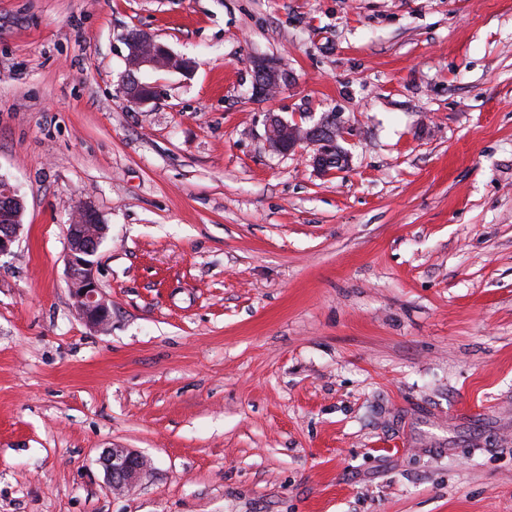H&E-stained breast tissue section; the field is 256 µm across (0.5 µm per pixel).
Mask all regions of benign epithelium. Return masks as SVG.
I'll use <instances>...</instances> for the list:
<instances>
[{"instance_id":"benign-epithelium-1","label":"benign epithelium","mask_w":512,"mask_h":512,"mask_svg":"<svg viewBox=\"0 0 512 512\" xmlns=\"http://www.w3.org/2000/svg\"><path fill=\"white\" fill-rule=\"evenodd\" d=\"M152 39L140 35L139 42L127 41V73L124 90L128 98L140 104L148 99H136L130 85L136 80V74L147 69L165 70L162 53L146 47ZM254 75H268L273 85L279 87L286 83L288 74L280 63L267 57L252 60ZM347 133L342 120H337L336 130L329 131L318 122L310 127L298 123L290 124L272 115L267 121V139L269 146L281 154H289L300 146L306 145L313 150L314 168L329 174L348 165V155L339 145V139ZM22 224L0 225V257L12 253ZM105 233L104 225H97L93 233L86 231L84 224H71L67 228L66 278L75 308L85 324L95 330H101L112 315V304L103 294L96 279V254ZM107 481L115 490L128 491L135 487L141 476L147 471L148 459L130 448H107L100 455Z\"/></svg>"}]
</instances>
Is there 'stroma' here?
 <instances>
[{"mask_svg": "<svg viewBox=\"0 0 512 512\" xmlns=\"http://www.w3.org/2000/svg\"><path fill=\"white\" fill-rule=\"evenodd\" d=\"M132 29L194 63L143 106ZM271 112L340 115L348 166ZM0 177V512H512V0H0ZM252 67L254 72L253 90L257 97L265 96L271 88L257 81V75L267 74L272 84L276 87L285 84L287 81L288 74L278 61H273L268 57H256L252 60ZM323 120L310 127L282 121L277 116H269L267 121V139L269 146L281 154L296 151L301 145L313 150L312 164L314 168L329 174L333 170H341L348 165V155L339 145V139L344 138L348 128L337 116L336 131L323 128ZM23 211L24 203L17 206L8 216L0 213V257L12 253V246L17 240L22 227V224L19 222L22 219ZM2 221L19 224H2ZM86 224H70L67 228L66 278L75 308L91 329L101 330L112 315V304L103 294L96 279V254L105 233L104 224H97L94 233ZM107 481L115 490L128 491L135 487L147 471L148 459L130 448H107L100 455Z\"/></svg>", "mask_w": 512, "mask_h": 512, "instance_id": "obj_1", "label": "stroma"}]
</instances>
